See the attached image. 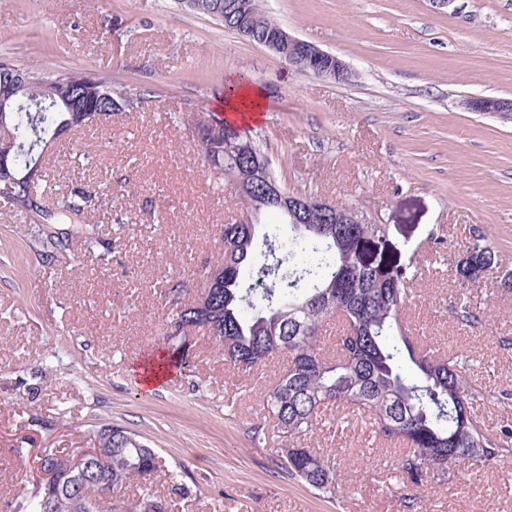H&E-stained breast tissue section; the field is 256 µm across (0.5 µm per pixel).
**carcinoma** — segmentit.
Segmentation results:
<instances>
[{"label": "carcinoma", "mask_w": 512, "mask_h": 512, "mask_svg": "<svg viewBox=\"0 0 512 512\" xmlns=\"http://www.w3.org/2000/svg\"><path fill=\"white\" fill-rule=\"evenodd\" d=\"M237 0H190L187 8L207 15L239 37L258 42L279 28L260 5L247 0L251 18L243 31L236 21ZM31 81L18 98L6 124L12 141L14 193L4 202L24 211L35 226V237L47 256L68 243L50 230L57 207L76 216H89L106 204L98 190L73 188L52 206L45 205L46 186L27 177L39 161L46 138L58 139L59 130L90 127L74 121L75 108L100 119L112 115V105L87 92L83 72L29 70ZM66 89L55 100L44 99V87ZM217 133L203 146L208 165L218 179L240 178L263 158L247 133L217 115L210 116ZM275 181L267 170L249 184L246 224L222 225L224 251L207 267L224 270V287L209 292L204 308L184 302L185 285L163 291L172 307L169 337L201 329L224 352V362L241 377L263 370L281 358L283 369L264 386V418L274 422L288 445L276 450V465L319 495L336 498L342 491L336 463L310 446L324 409L336 407L358 416L371 427L378 442L402 447L394 470L405 487L421 488L431 481L444 485L468 471H478L512 457V421L497 430L488 428L477 408L488 399L474 379L472 356L464 351L441 355L405 333L401 315L414 292L405 280L400 251L388 243L383 224H357L342 214L311 210L299 216L286 213L269 195ZM277 215L295 232L292 251L276 248ZM266 250L255 252L258 231ZM456 265L460 293L451 310L462 324L482 321L468 288L483 271L499 274L512 290V271L502 270L489 245H475ZM339 334L334 346H325L328 325ZM111 487L135 479L164 474L155 449L118 426L96 434ZM101 479L92 477L82 487L81 510L73 508L68 490L56 497L54 512H168L167 500L150 488L138 496L103 507Z\"/></svg>", "instance_id": "cac0c4a2"}]
</instances>
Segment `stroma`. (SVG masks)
<instances>
[{
	"label": "stroma",
	"mask_w": 512,
	"mask_h": 512,
	"mask_svg": "<svg viewBox=\"0 0 512 512\" xmlns=\"http://www.w3.org/2000/svg\"><path fill=\"white\" fill-rule=\"evenodd\" d=\"M288 31L344 60L339 83L288 66L178 0H0V60L43 71H90L143 98L66 136L63 190L109 172L112 199L89 220L56 224L68 242L39 256L30 220L0 200V512H26L43 449L95 445L105 425L155 448L171 477L154 481L170 512H409L392 488L393 451L335 409L316 445L332 451L339 499L281 472L264 421L262 383L227 370L207 333L170 341L161 285L194 300L221 227L248 211L214 180L192 137L223 114L231 80L266 95L250 128L278 183L352 206L414 259L405 326L440 351L471 352L488 391L512 389V292L496 275L474 287L481 324L449 311L455 265L485 239L512 270V118L468 110L470 97L512 99V0H262ZM171 356L167 383L136 368ZM185 494L172 492V483ZM410 512H512V458L444 486Z\"/></svg>",
	"instance_id": "stroma-1"
}]
</instances>
